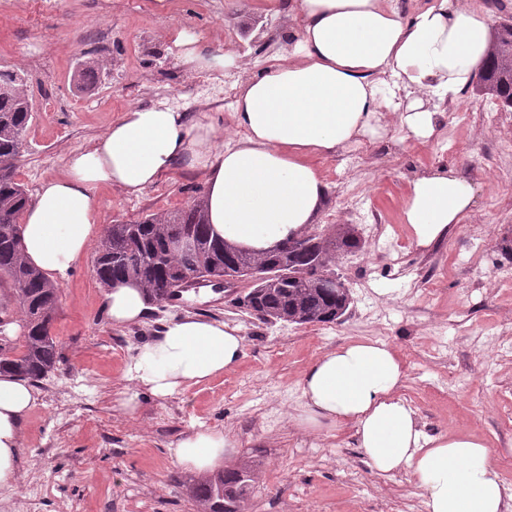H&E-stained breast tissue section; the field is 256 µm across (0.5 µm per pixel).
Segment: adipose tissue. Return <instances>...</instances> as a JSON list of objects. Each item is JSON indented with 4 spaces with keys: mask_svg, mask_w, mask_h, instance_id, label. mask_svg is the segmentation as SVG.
<instances>
[{
    "mask_svg": "<svg viewBox=\"0 0 512 512\" xmlns=\"http://www.w3.org/2000/svg\"><path fill=\"white\" fill-rule=\"evenodd\" d=\"M291 42L257 74L236 83V133L223 139L209 113L189 118L166 105L124 112L94 145L73 151L62 177L43 181L21 216L24 257L51 281L68 279L97 243L103 226L96 191L135 196L178 163L205 176L207 219L214 235L265 253L315 224L329 184L315 158L335 154L362 137L378 138L387 113L419 141L431 139L442 117L430 97L456 96L485 61L491 37L487 13L458 0H433L404 19L386 0H297ZM391 76L406 92L394 102L382 87ZM474 197L454 172L415 177L402 215L417 247L427 248L460 223ZM113 325L140 321L149 299L133 281L106 289ZM245 354L238 328L185 317L138 346L125 375L133 387L118 406L135 415L141 393L165 399L233 369ZM405 378L395 352L378 341H357L315 358L301 379L306 424H349L370 465L414 476L425 512H512L485 442L463 434L431 436L397 392ZM41 400L31 380L0 374V486L14 484L27 414ZM224 430H199L170 451L196 475L224 463L234 447Z\"/></svg>",
    "mask_w": 512,
    "mask_h": 512,
    "instance_id": "adipose-tissue-1",
    "label": "adipose tissue"
}]
</instances>
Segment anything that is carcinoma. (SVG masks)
<instances>
[{
    "instance_id": "carcinoma-1",
    "label": "carcinoma",
    "mask_w": 512,
    "mask_h": 512,
    "mask_svg": "<svg viewBox=\"0 0 512 512\" xmlns=\"http://www.w3.org/2000/svg\"><path fill=\"white\" fill-rule=\"evenodd\" d=\"M479 92L512 106V31L499 34L494 55L478 74ZM32 105L24 90V78L14 69H0V273L7 274L14 307L0 305V371L10 370L39 381L57 369L60 352L52 334L59 287L24 258L19 219L29 201L17 180L13 160L27 138ZM175 230L189 232L196 241L192 251L171 253L167 240ZM360 246L349 224H332L312 248L288 245L264 254L250 255L212 237L203 197L187 207L137 221L114 224L101 238L97 279L105 287L119 280H133L146 289L149 300L162 302L176 288L173 272L199 276L224 273V255L243 266L282 264L298 273L256 289L258 304L252 315L264 321L296 325L333 324L347 311L350 291L325 277L327 267L339 256ZM20 323L22 333L14 340L4 336L8 326ZM253 487L245 468L225 471L197 481L189 496L203 512H240V503Z\"/></svg>"
}]
</instances>
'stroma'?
<instances>
[{"mask_svg":"<svg viewBox=\"0 0 512 512\" xmlns=\"http://www.w3.org/2000/svg\"><path fill=\"white\" fill-rule=\"evenodd\" d=\"M293 0H0V69L25 77L33 119L17 163L28 191L62 176L67 155L93 144L123 112L166 104L197 116L215 113L235 133L232 85L256 73L290 40ZM183 30L199 45L237 54V67L191 69L172 37ZM97 59L96 82L78 88L83 61ZM447 116L427 142L395 127L364 142L359 162L348 151L320 157L330 185L316 224L355 225L362 251L336 271L352 296L335 324H267L213 284L189 288L175 304L153 306L140 322L113 326L104 287L87 252L60 285L53 334L61 360L40 380L41 403L23 428L17 483L0 498L41 495L40 512H196L186 488L195 476L169 450L199 429L229 431L237 446L227 468L251 466L253 491L243 512H425L404 470L380 474L349 425L320 430L298 421L308 363L353 341L379 340L403 363L400 397L430 435L461 431L483 439L512 490V154L492 153L499 134L471 90L444 100ZM447 166L474 188L461 223L430 248H417L401 208L414 172ZM202 172L174 166L139 196L103 186L97 196L109 226L191 204ZM483 249H476L477 237ZM185 316L239 328L245 355L231 371L161 401L139 398L135 416L116 401L135 348ZM86 394L56 400L72 384Z\"/></svg>","mask_w":512,"mask_h":512,"instance_id":"1","label":"stroma"}]
</instances>
